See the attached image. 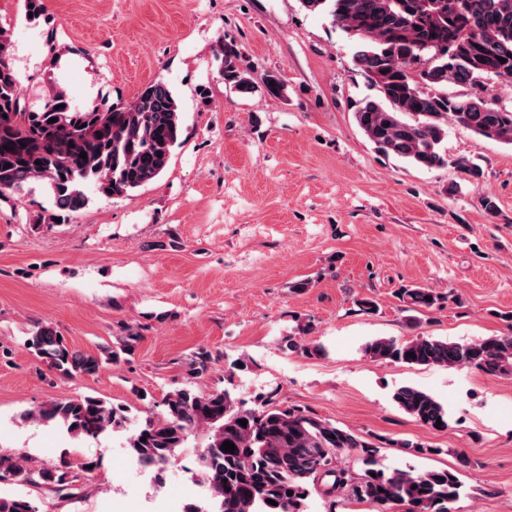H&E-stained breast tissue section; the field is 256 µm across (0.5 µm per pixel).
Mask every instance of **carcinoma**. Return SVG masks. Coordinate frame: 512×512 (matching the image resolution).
<instances>
[{"mask_svg": "<svg viewBox=\"0 0 512 512\" xmlns=\"http://www.w3.org/2000/svg\"><path fill=\"white\" fill-rule=\"evenodd\" d=\"M309 12L324 13L356 42V67L377 91L356 105L357 126L374 146L411 166L432 169L451 165L473 184L483 169L472 159L450 158L442 148L448 122L485 138L512 145V107L484 99L492 81H512V0H299ZM9 41L0 33V197L18 193L33 182L47 186L54 208L47 223L83 208L84 187L104 196L123 195L158 179L167 168L181 130L173 91L157 80L133 104L73 106L65 92L53 90L38 110L25 107L18 76L9 57ZM224 81L241 93L263 85L282 91L270 74L256 77L241 62L232 44L220 48ZM506 62H500V59ZM465 92L448 93V86ZM55 122H49V119ZM86 158H80L81 153ZM402 299L412 308L431 309L440 296L410 288ZM117 352L107 347L95 355L71 348L58 331L42 325L28 346L64 376L94 375L104 364L132 351L137 335ZM376 361L418 366L467 367L485 374L512 376V336H490L476 343H457L433 336L410 340L376 338L365 346ZM211 354L190 355L194 377L209 371ZM394 400L420 424L446 429L448 413L425 391L401 387ZM163 413L146 420L128 438L136 462L161 476L197 430L207 431L202 454L208 506L190 504L185 512H304L316 493L335 512L336 497L347 491L372 503L377 512H451L463 486L458 471L421 472L376 467L378 445L294 406L262 402L245 408L224 389L207 393L185 387L168 393ZM30 416L58 421L74 437L96 438L121 428L126 408L93 396L52 400ZM441 426H436V420ZM247 425H240V421ZM146 441H141V438ZM226 441L232 452L222 450ZM357 453L363 471L339 465L340 454ZM90 473L88 464L62 460L53 467L33 468L22 455L0 454V482L17 486L47 485L57 492L76 486ZM275 501L271 505L267 500ZM0 512H37L24 494L0 496Z\"/></svg>", "mask_w": 512, "mask_h": 512, "instance_id": "obj_1", "label": "carcinoma"}]
</instances>
